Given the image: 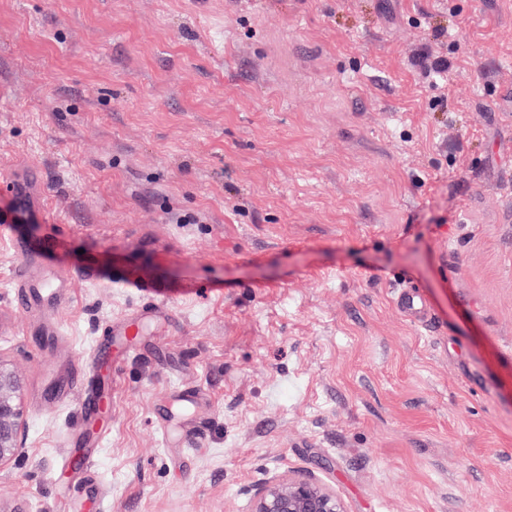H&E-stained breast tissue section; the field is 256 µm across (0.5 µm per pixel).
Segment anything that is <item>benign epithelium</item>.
Segmentation results:
<instances>
[{
  "label": "benign epithelium",
  "mask_w": 512,
  "mask_h": 512,
  "mask_svg": "<svg viewBox=\"0 0 512 512\" xmlns=\"http://www.w3.org/2000/svg\"><path fill=\"white\" fill-rule=\"evenodd\" d=\"M26 414L22 382L0 358V470L22 453ZM253 512H345L336 493L313 478L274 477L255 496Z\"/></svg>",
  "instance_id": "1"
}]
</instances>
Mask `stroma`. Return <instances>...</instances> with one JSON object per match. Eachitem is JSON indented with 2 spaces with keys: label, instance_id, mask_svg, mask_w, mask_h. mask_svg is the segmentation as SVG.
Masks as SVG:
<instances>
[{
  "label": "stroma",
  "instance_id": "obj_1",
  "mask_svg": "<svg viewBox=\"0 0 512 512\" xmlns=\"http://www.w3.org/2000/svg\"><path fill=\"white\" fill-rule=\"evenodd\" d=\"M27 173L0 512H74L79 479L105 512H251L288 475L512 512V0H0V180ZM20 240L63 304L16 306ZM26 442V414L22 382L0 358V470L22 453Z\"/></svg>",
  "mask_w": 512,
  "mask_h": 512
}]
</instances>
